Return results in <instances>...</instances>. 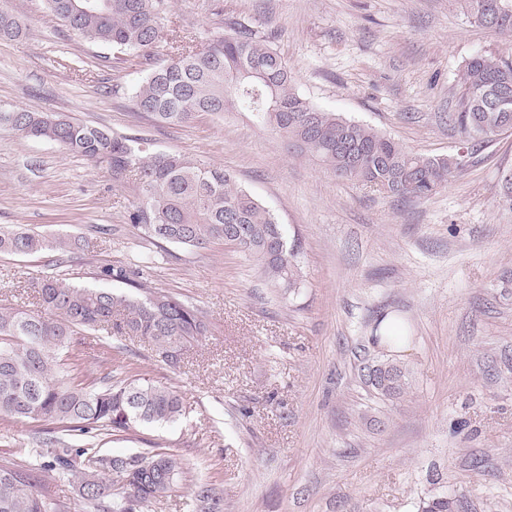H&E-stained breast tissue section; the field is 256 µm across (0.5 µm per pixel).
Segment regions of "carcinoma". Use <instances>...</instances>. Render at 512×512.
Listing matches in <instances>:
<instances>
[{
    "label": "carcinoma",
    "instance_id": "1",
    "mask_svg": "<svg viewBox=\"0 0 512 512\" xmlns=\"http://www.w3.org/2000/svg\"><path fill=\"white\" fill-rule=\"evenodd\" d=\"M51 13L94 44L121 50L170 46L161 64L136 87L139 111L167 124H184L200 112H247L288 144L311 155L338 178L354 180L404 199L427 200L465 168L458 154L429 157L408 152L393 138L320 110L291 87L286 63L265 40L216 34L203 48L170 44L162 0H107L103 12L75 9L72 0H47ZM474 21L498 11L505 23L496 29L512 44V0H464ZM27 26L0 8V37L21 36ZM512 93V53L478 55L466 62L459 98L449 121L462 145L474 146L512 131L502 125L495 100L501 87ZM0 126L27 139L48 140L104 167L122 180L134 173L142 188H157L129 219L148 238L186 248L222 242L254 257L267 278L287 293L297 285L295 249L275 216L234 176L177 153L149 151L147 141L116 136L42 112H0ZM74 240L47 237L26 229L0 230V253L63 255ZM105 281L138 284L126 269L100 267ZM40 312L0 309V416L66 424V431L89 438L75 447L50 436L36 454L41 468L71 483L76 496L95 512H143L173 491L183 466L164 453L132 457L99 454L93 439L126 432L136 424L168 423L182 415L178 391L144 378L123 379L104 387L72 384L59 377L58 355L76 350L84 331L113 330L147 340L164 359L181 352L208 332L205 316L194 306L156 291L138 299L104 288H81L47 273L34 285ZM366 383L386 396L401 394V368H368ZM194 512H224V498L211 483L191 489ZM50 487L30 480L23 465H0V512H53Z\"/></svg>",
    "mask_w": 512,
    "mask_h": 512
}]
</instances>
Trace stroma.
<instances>
[{
    "label": "stroma",
    "instance_id": "obj_1",
    "mask_svg": "<svg viewBox=\"0 0 512 512\" xmlns=\"http://www.w3.org/2000/svg\"><path fill=\"white\" fill-rule=\"evenodd\" d=\"M7 6L27 31L0 39L1 111L63 114L230 171L297 251L285 293L240 249L147 238L128 219L143 203L137 181L0 128V229L76 241L54 268L49 252L0 254V307L37 310L31 283L52 270L99 286L109 264L140 281L112 290L169 292L209 324L175 366L147 341L98 331L62 357L76 383L136 376L179 391L176 421L99 444L187 461L175 492L145 512H185L197 482L222 491L224 512H420L431 497L451 498L453 512H512V209L500 201L512 132L430 199L400 200L289 152L245 112L160 123L133 99L159 56L92 44L46 0ZM164 10L197 47L218 32L266 39L301 98L427 156L460 144L448 114L465 63L502 52L463 0H165ZM389 319L400 345L378 338ZM383 362L403 367V394L366 385ZM57 429L0 418V463Z\"/></svg>",
    "mask_w": 512,
    "mask_h": 512
}]
</instances>
